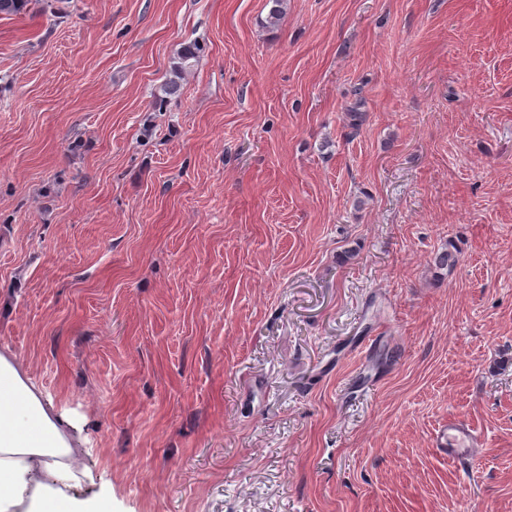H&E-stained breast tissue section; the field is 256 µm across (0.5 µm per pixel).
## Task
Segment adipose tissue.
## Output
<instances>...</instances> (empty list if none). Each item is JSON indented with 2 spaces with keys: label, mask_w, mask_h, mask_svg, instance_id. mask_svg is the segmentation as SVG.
<instances>
[{
  "label": "adipose tissue",
  "mask_w": 512,
  "mask_h": 512,
  "mask_svg": "<svg viewBox=\"0 0 512 512\" xmlns=\"http://www.w3.org/2000/svg\"><path fill=\"white\" fill-rule=\"evenodd\" d=\"M77 477L59 418L0 354V512H110L63 495Z\"/></svg>",
  "instance_id": "adipose-tissue-1"
}]
</instances>
